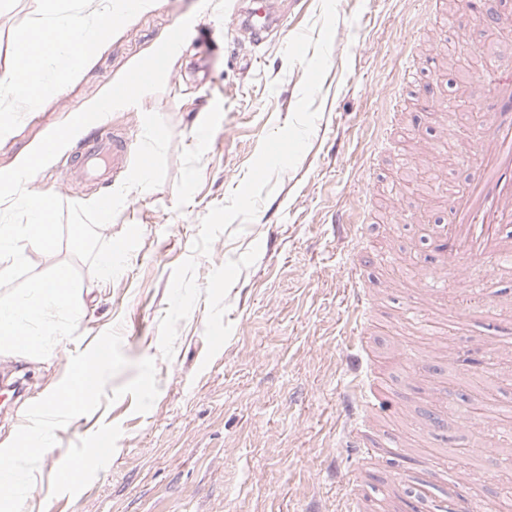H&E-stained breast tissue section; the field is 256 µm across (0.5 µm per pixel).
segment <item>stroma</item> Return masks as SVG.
I'll return each instance as SVG.
<instances>
[{"label": "stroma", "instance_id": "stroma-1", "mask_svg": "<svg viewBox=\"0 0 512 512\" xmlns=\"http://www.w3.org/2000/svg\"><path fill=\"white\" fill-rule=\"evenodd\" d=\"M283 21L261 35L232 25L249 0H151L134 11L51 91L37 111L0 139V172L16 167L57 126L95 101L135 62L156 49L177 21L191 19L161 91L136 108L113 111L101 124L136 151L143 134L138 115L154 112L172 139L166 179L130 192L103 239L138 226L142 237L115 279H96L74 261L68 245L48 255L29 252L39 272L75 262L81 275L77 339L61 340L40 360L0 357V375L24 380L25 404L43 403L77 366L98 362L99 385L86 405L59 410L40 473L24 489L18 512H386L385 490L401 478L409 490L400 512H435L448 493V472L472 463L474 482L463 494L476 502L512 505V437H481L455 410L512 411V357L490 360V348L512 342V327L491 317L484 295L498 298L512 317V277L477 289L476 299L449 297L424 326L404 309L413 298L418 259L430 248V228L441 223L449 193L462 189L468 169L461 157L474 124L473 100L490 84L487 66L472 56L467 70L440 68L435 88L467 83L469 102L453 116L455 136L446 164V193H435L414 170L416 143L434 138L441 114L409 97L382 123L400 82L406 56L442 42L453 23L446 0H337L329 66L314 102L319 116L299 162L280 174L255 219L233 222L198 257L196 280L259 246L256 262L231 286L225 317L232 332L207 357L208 305L198 299L180 322L172 359L160 352L159 324L168 307L174 269L191 253L200 223L242 184L263 138L291 119L304 68L289 65L284 49L296 34L318 33L321 0H291ZM83 0H0V77L14 69L16 36L35 21L84 11ZM84 134L31 179L35 193L64 203L90 202L103 185L69 181ZM365 206L370 230L364 245L386 262L366 288L374 296L367 342L359 347L378 389L393 394L380 406L374 431L400 439L398 469L382 459H358L345 448L342 396L351 297L345 268L355 260L351 242L336 237V210ZM416 223H399L398 212ZM112 354L97 361L102 339ZM450 397L445 429L419 432L415 423ZM114 441L112 457L89 458L101 432ZM88 458L84 479L58 480L64 460Z\"/></svg>", "mask_w": 512, "mask_h": 512}]
</instances>
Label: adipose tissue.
<instances>
[{"label": "adipose tissue", "mask_w": 512, "mask_h": 512, "mask_svg": "<svg viewBox=\"0 0 512 512\" xmlns=\"http://www.w3.org/2000/svg\"><path fill=\"white\" fill-rule=\"evenodd\" d=\"M107 29L101 21L88 15L56 19L53 23H36L30 30L20 33L16 40V62L24 63L28 80L16 85L5 80L8 89H19L20 103L0 100V137L7 135L19 112L35 111L48 91L49 79H64L73 69L71 54L86 58L105 37Z\"/></svg>", "instance_id": "adipose-tissue-1"}]
</instances>
